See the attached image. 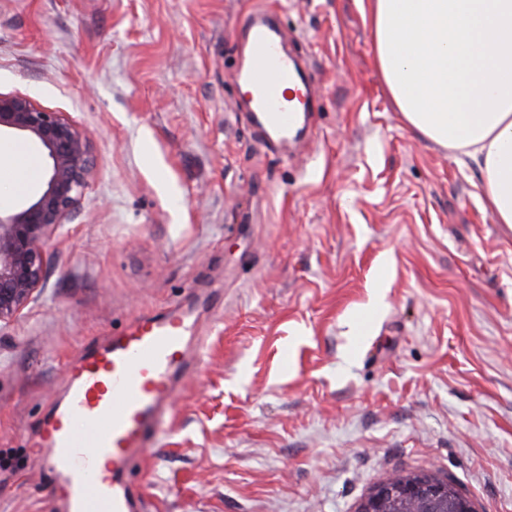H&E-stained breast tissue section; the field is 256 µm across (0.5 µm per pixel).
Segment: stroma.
<instances>
[{
  "mask_svg": "<svg viewBox=\"0 0 512 512\" xmlns=\"http://www.w3.org/2000/svg\"><path fill=\"white\" fill-rule=\"evenodd\" d=\"M258 6L318 81L296 154L227 78ZM0 93L96 158L0 325V512H53L34 445L67 361L172 307L207 341L135 475L153 512H355L414 470L512 512V228L406 127L361 0H0Z\"/></svg>",
  "mask_w": 512,
  "mask_h": 512,
  "instance_id": "obj_1",
  "label": "stroma"
}]
</instances>
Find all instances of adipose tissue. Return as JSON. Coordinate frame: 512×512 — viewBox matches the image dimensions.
<instances>
[{
	"mask_svg": "<svg viewBox=\"0 0 512 512\" xmlns=\"http://www.w3.org/2000/svg\"><path fill=\"white\" fill-rule=\"evenodd\" d=\"M374 55L406 126L475 161L512 225V0H367Z\"/></svg>",
	"mask_w": 512,
	"mask_h": 512,
	"instance_id": "adipose-tissue-1",
	"label": "adipose tissue"
}]
</instances>
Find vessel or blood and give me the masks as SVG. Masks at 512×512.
<instances>
[{"label": "vessel or blood", "mask_w": 512, "mask_h": 512, "mask_svg": "<svg viewBox=\"0 0 512 512\" xmlns=\"http://www.w3.org/2000/svg\"><path fill=\"white\" fill-rule=\"evenodd\" d=\"M240 37L246 59L229 78L247 87L242 106L266 143L288 151L301 114L315 108L311 80L267 8L245 19ZM204 346L189 316L169 310L134 318L67 366L35 453L55 512H149L134 473Z\"/></svg>", "instance_id": "obj_1"}]
</instances>
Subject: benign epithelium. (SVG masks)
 Listing matches in <instances>:
<instances>
[{
	"instance_id": "obj_1",
	"label": "benign epithelium",
	"mask_w": 512,
	"mask_h": 512,
	"mask_svg": "<svg viewBox=\"0 0 512 512\" xmlns=\"http://www.w3.org/2000/svg\"><path fill=\"white\" fill-rule=\"evenodd\" d=\"M18 136L46 159L44 181L24 201L0 205V323L10 322L42 286L51 235L67 223L94 172L92 133L22 95L0 94V135ZM455 492L458 512H477L450 480L394 474L362 499L357 512H431Z\"/></svg>"
}]
</instances>
